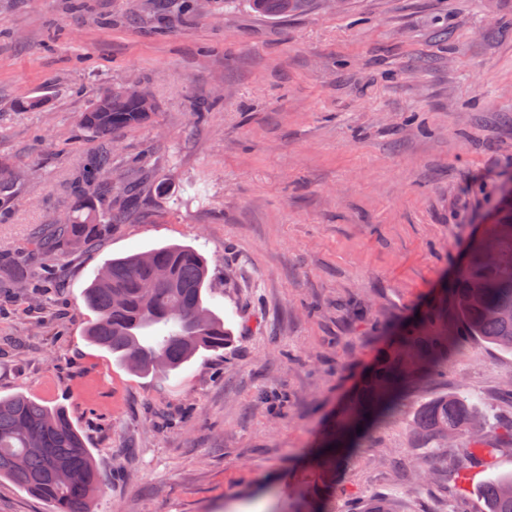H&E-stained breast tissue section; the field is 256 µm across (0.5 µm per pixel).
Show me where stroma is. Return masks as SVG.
<instances>
[{
  "label": "stroma",
  "mask_w": 512,
  "mask_h": 512,
  "mask_svg": "<svg viewBox=\"0 0 512 512\" xmlns=\"http://www.w3.org/2000/svg\"><path fill=\"white\" fill-rule=\"evenodd\" d=\"M104 83L158 110L120 137L137 202L80 249L0 289V396L63 407L100 475L90 512H296L314 454L388 340L449 288L512 177V0H348L268 19L211 0L186 22L161 0H0V252L72 210L95 141L78 118ZM40 97V111L21 109ZM211 111L195 115L198 101ZM166 182L158 192V182ZM203 254L230 339L167 375L91 345L97 267L166 244ZM472 396L512 420V354L472 338L411 386L345 464L329 512L376 495L397 512H481L512 443L467 495L465 447L418 450L406 413Z\"/></svg>",
  "instance_id": "obj_1"
}]
</instances>
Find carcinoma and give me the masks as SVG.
I'll return each instance as SVG.
<instances>
[{
	"label": "carcinoma",
	"instance_id": "1",
	"mask_svg": "<svg viewBox=\"0 0 512 512\" xmlns=\"http://www.w3.org/2000/svg\"><path fill=\"white\" fill-rule=\"evenodd\" d=\"M249 7L269 19L305 10L312 0H247ZM156 109L128 93L125 84L103 85L81 113L79 126L106 145L89 153L80 169V204L51 232L41 230L32 254H48L58 246L82 247L118 221L103 204L112 193V138L148 122ZM107 193H102V189ZM493 231L477 246L461 268L449 296L403 326L389 353L378 361L355 403L346 411L342 433L333 448L322 450L325 478L355 446L357 428L397 408L404 389L432 380L448 363L464 336H476L512 352V264L488 262L490 249L512 254V191ZM0 272L12 286L29 283L30 275L10 256L0 255ZM209 284L207 260L195 249L167 245L115 258L95 271L85 302L94 318L86 328L90 343L115 353L138 374H166L181 368L199 352L224 348L229 333L224 322L206 305L203 289ZM419 447L446 448L453 431L470 434L461 449L452 477L457 486L469 480L474 457L494 456L483 428L490 426L471 397L443 393L423 402L407 415ZM7 477L54 512H88L87 503L99 488L91 452L67 412L22 395L0 397V478ZM326 485L302 494L300 512H323L319 500ZM484 512H512V474L481 488ZM349 512H396L394 502L375 496Z\"/></svg>",
	"mask_w": 512,
	"mask_h": 512
}]
</instances>
